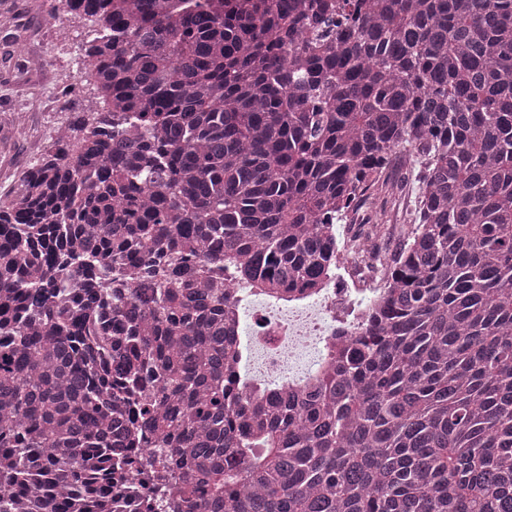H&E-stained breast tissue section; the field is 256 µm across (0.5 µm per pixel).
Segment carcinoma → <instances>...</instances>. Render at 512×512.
<instances>
[{"mask_svg": "<svg viewBox=\"0 0 512 512\" xmlns=\"http://www.w3.org/2000/svg\"><path fill=\"white\" fill-rule=\"evenodd\" d=\"M61 2L100 109L0 205V512H112L142 433L183 512H512V0ZM400 149L373 316L241 394L225 262L314 286ZM397 155V160L369 191L370 198L366 207L356 214H350L348 223L343 222L337 227L342 230L345 225L360 224L371 210L383 211L387 224L384 249L388 257L404 239L406 229L410 226L408 224H413V200L418 187L416 175L420 169L414 155L406 151Z\"/></svg>", "mask_w": 512, "mask_h": 512, "instance_id": "1", "label": "carcinoma"}]
</instances>
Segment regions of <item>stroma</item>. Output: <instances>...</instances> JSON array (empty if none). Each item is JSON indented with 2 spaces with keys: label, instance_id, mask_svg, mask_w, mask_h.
Here are the masks:
<instances>
[{
  "label": "stroma",
  "instance_id": "1",
  "mask_svg": "<svg viewBox=\"0 0 512 512\" xmlns=\"http://www.w3.org/2000/svg\"><path fill=\"white\" fill-rule=\"evenodd\" d=\"M90 27L83 17L55 22L49 0H0V199L17 192L23 175L51 150L59 115L90 97L75 65L54 53L62 43L80 49ZM34 50L46 63L33 73L26 60ZM419 169L415 156L402 152L370 190L365 211L384 213L386 254L395 252L412 222Z\"/></svg>",
  "mask_w": 512,
  "mask_h": 512
}]
</instances>
